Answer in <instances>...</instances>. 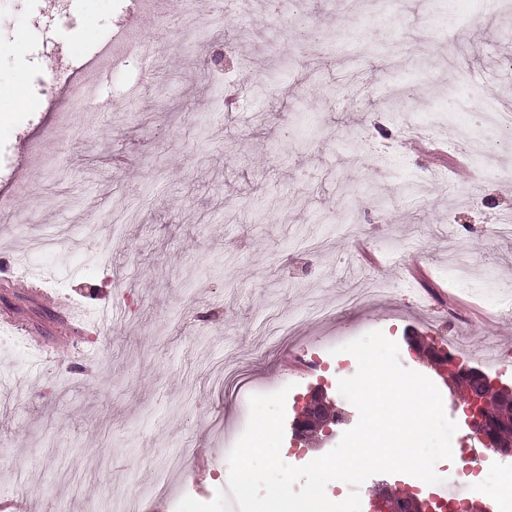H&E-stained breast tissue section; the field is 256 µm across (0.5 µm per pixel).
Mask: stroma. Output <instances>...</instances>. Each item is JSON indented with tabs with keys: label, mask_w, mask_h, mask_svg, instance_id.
Listing matches in <instances>:
<instances>
[{
	"label": "stroma",
	"mask_w": 512,
	"mask_h": 512,
	"mask_svg": "<svg viewBox=\"0 0 512 512\" xmlns=\"http://www.w3.org/2000/svg\"><path fill=\"white\" fill-rule=\"evenodd\" d=\"M129 13L126 0H0V314L18 318L0 343V500L25 512H238L225 506V453L251 395L287 389L285 418L323 389L347 424L282 459L302 466L334 448L356 408L338 390L356 359L337 343L379 330L419 373L436 328L465 362L512 386L487 346L512 348V236L490 233L512 213V176L468 157L464 136L512 146L484 120L512 112V15L499 0H397L373 18L349 0H243L219 13L204 0ZM203 45L186 51V27ZM139 46H125L127 32ZM233 39L225 74L210 55ZM110 46L108 81L89 101L50 112L87 84L85 62ZM422 47L428 70L395 68ZM408 99L393 117V81ZM440 115L433 162L401 144L398 126ZM388 165L378 174L366 156ZM465 158L468 175L448 169ZM265 214L251 223L253 209ZM470 275H454L459 243ZM42 273V301L16 263ZM390 293L359 298L365 276ZM112 312L66 336L63 300ZM318 361L304 375L289 355ZM512 456L491 454L478 479L452 462L437 473L489 504Z\"/></svg>",
	"instance_id": "stroma-1"
}]
</instances>
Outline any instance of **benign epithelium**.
I'll list each match as a JSON object with an SVG mask.
<instances>
[{"label": "benign epithelium", "mask_w": 512, "mask_h": 512, "mask_svg": "<svg viewBox=\"0 0 512 512\" xmlns=\"http://www.w3.org/2000/svg\"><path fill=\"white\" fill-rule=\"evenodd\" d=\"M431 364L437 375L453 391L463 396L465 424L486 442V447L512 455V414L491 412L493 401L512 402V387L487 381L475 370L460 367L442 353H431ZM344 421L342 413L328 415L323 398L310 395L303 410L292 423L294 440L306 441L316 432L330 433ZM367 512H456L448 502L425 498L413 490L397 493L386 483L375 486L368 500Z\"/></svg>", "instance_id": "7a95c632"}]
</instances>
